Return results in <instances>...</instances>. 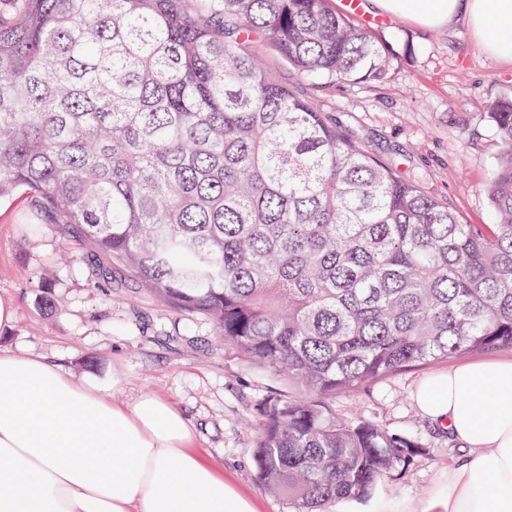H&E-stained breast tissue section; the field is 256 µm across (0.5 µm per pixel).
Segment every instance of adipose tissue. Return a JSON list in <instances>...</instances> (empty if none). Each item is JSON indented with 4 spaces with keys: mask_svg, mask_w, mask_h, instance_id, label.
<instances>
[{
    "mask_svg": "<svg viewBox=\"0 0 512 512\" xmlns=\"http://www.w3.org/2000/svg\"><path fill=\"white\" fill-rule=\"evenodd\" d=\"M437 28L466 22L512 62V0H366ZM423 412L461 444L447 496L423 512H512V360L467 362L427 379ZM0 512H256L193 447L170 403L112 402L106 385L46 359L0 354Z\"/></svg>",
    "mask_w": 512,
    "mask_h": 512,
    "instance_id": "adipose-tissue-1",
    "label": "adipose tissue"
}]
</instances>
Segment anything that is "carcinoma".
<instances>
[{"instance_id":"obj_1","label":"carcinoma","mask_w":512,"mask_h":512,"mask_svg":"<svg viewBox=\"0 0 512 512\" xmlns=\"http://www.w3.org/2000/svg\"><path fill=\"white\" fill-rule=\"evenodd\" d=\"M0 15V201L210 320L300 385L264 403L259 483L294 512L364 496L414 453L331 400L410 367L512 348V98L494 224H466L299 94L297 77L382 80L392 53L329 0H13Z\"/></svg>"}]
</instances>
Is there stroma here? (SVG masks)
<instances>
[{
    "instance_id": "35a3bbf8",
    "label": "stroma",
    "mask_w": 512,
    "mask_h": 512,
    "mask_svg": "<svg viewBox=\"0 0 512 512\" xmlns=\"http://www.w3.org/2000/svg\"><path fill=\"white\" fill-rule=\"evenodd\" d=\"M373 32L392 51L386 78L321 85L315 96L374 155L463 221L494 223L487 183L500 142L486 106L512 96V64L489 56L463 22L426 29L386 16ZM45 284L52 287L50 309L41 304ZM0 297L16 307L13 329L0 335V353L41 356L75 377L110 382L118 405L143 395L171 402L192 425L197 451L223 467L258 512H293L257 483L252 455L262 403L296 396V388L225 348L201 315L172 309L138 288L93 287L80 246L34 214L22 191L0 202ZM451 366L445 360L412 368L337 396V415L379 423L417 450L365 497L337 502L331 512H419L430 497L446 493L448 468L462 453L422 413L415 393Z\"/></svg>"
}]
</instances>
